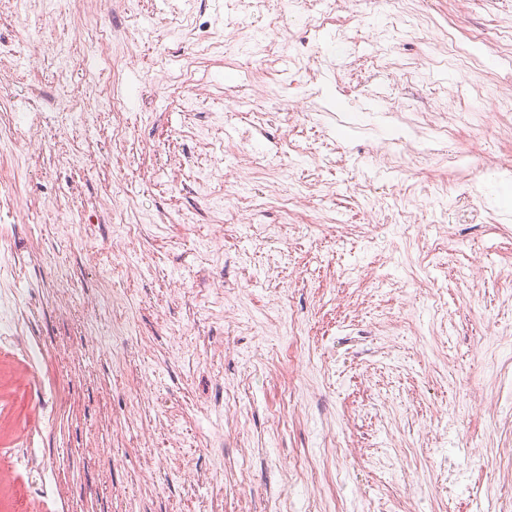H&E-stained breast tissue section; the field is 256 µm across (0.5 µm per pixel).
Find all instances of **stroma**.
<instances>
[{
	"label": "stroma",
	"mask_w": 512,
	"mask_h": 512,
	"mask_svg": "<svg viewBox=\"0 0 512 512\" xmlns=\"http://www.w3.org/2000/svg\"><path fill=\"white\" fill-rule=\"evenodd\" d=\"M225 2L0 0L24 59L0 60V123L27 131L0 146L21 189L0 226L27 257L0 295L42 349L0 387V512H503L512 203L485 169L512 155V0ZM88 20L105 53L56 70ZM477 108L432 155L381 146Z\"/></svg>",
	"instance_id": "stroma-1"
}]
</instances>
